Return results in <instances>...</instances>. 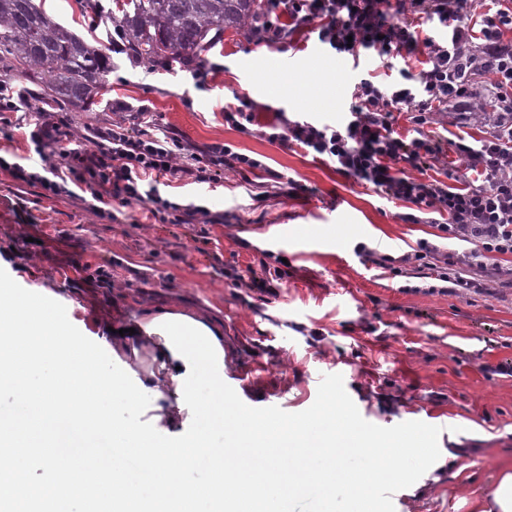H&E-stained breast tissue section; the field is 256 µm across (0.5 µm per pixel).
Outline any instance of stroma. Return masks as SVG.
Returning a JSON list of instances; mask_svg holds the SVG:
<instances>
[{
  "mask_svg": "<svg viewBox=\"0 0 512 512\" xmlns=\"http://www.w3.org/2000/svg\"><path fill=\"white\" fill-rule=\"evenodd\" d=\"M204 72L168 70L112 54V90L95 112L62 110L72 133L122 124L138 131L148 110L160 127L199 146L228 144L262 161L210 184L160 186L162 197L223 213L220 224H161L140 205L105 198L93 214L79 196H45L0 169V268L23 288L62 303L84 335L95 320L122 322L178 305L224 325V381L252 407L309 408L323 375L339 374L361 416L391 427H440L438 461L392 497L395 512H471L512 467V288L429 293L424 269L395 277L363 261L358 244L398 256L438 244L429 224L403 221L407 203L336 172L299 145L269 142L276 117L336 121L360 79L382 84L419 72L423 55L359 61L329 51L316 25L287 49L259 42L249 25L225 31ZM122 109H113V102ZM248 105L251 134L225 123ZM304 185L289 198L276 179ZM288 261L281 288H241L226 276L262 275L267 255Z\"/></svg>",
  "mask_w": 512,
  "mask_h": 512,
  "instance_id": "35a3bbf8",
  "label": "stroma"
}]
</instances>
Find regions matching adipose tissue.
I'll return each instance as SVG.
<instances>
[{
  "mask_svg": "<svg viewBox=\"0 0 512 512\" xmlns=\"http://www.w3.org/2000/svg\"><path fill=\"white\" fill-rule=\"evenodd\" d=\"M158 309L143 310L139 318L132 321V330L127 334L109 331L107 323H100L103 339L118 356H129L136 363L144 364L141 380L145 387L157 391L158 407L156 419L167 426L176 427L185 423L187 411L178 407V383L175 379L180 358L173 356L159 333L148 332V325L161 317Z\"/></svg>",
  "mask_w": 512,
  "mask_h": 512,
  "instance_id": "1",
  "label": "adipose tissue"
}]
</instances>
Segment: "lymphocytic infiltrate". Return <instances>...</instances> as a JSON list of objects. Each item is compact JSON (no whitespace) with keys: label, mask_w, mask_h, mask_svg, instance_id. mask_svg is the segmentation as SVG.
<instances>
[{"label":"lymphocytic infiltrate","mask_w":512,"mask_h":512,"mask_svg":"<svg viewBox=\"0 0 512 512\" xmlns=\"http://www.w3.org/2000/svg\"><path fill=\"white\" fill-rule=\"evenodd\" d=\"M498 2L494 13L479 15L473 0H267V13L255 31L258 41L284 45L293 30L315 20L323 45L355 59L364 53L384 57L424 46V66L412 82L380 85L360 80L351 93L346 120H286L273 125L267 139L300 145L386 198L412 204L406 221L419 224L424 215L447 213V222L439 226L443 239L469 243L468 253H443L424 242L397 257L363 245L357 253L395 276L435 256L432 274L450 294L484 291L493 279L505 280L512 288V269L495 262L496 256L512 255V0ZM419 20L447 30V38L417 42L413 24ZM401 112L419 125L417 137L408 140L395 131V116ZM437 112L447 113L451 123L461 127L474 122L484 126L479 144L460 140L452 145L466 168L475 172L474 182L451 186L450 170L441 180L426 177V170L444 153L441 139L424 130ZM70 138L66 120L37 113L30 140L41 171L1 157L0 168L40 184L50 196L75 187L96 201L110 195L124 204L146 205L162 224H220L223 216L204 206L162 197L157 191L160 181L208 183L227 169L242 173L261 166L225 144L197 147L150 120L135 133L118 124L88 128L86 148L71 150L59 161L45 152L47 142Z\"/></svg>","instance_id":"obj_1"}]
</instances>
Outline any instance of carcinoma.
<instances>
[{
	"instance_id": "obj_1",
	"label": "carcinoma",
	"mask_w": 512,
	"mask_h": 512,
	"mask_svg": "<svg viewBox=\"0 0 512 512\" xmlns=\"http://www.w3.org/2000/svg\"><path fill=\"white\" fill-rule=\"evenodd\" d=\"M87 16L112 18L132 57L170 67L205 68L206 54L224 31L260 15L259 0H78ZM56 22L35 0H0V70L39 88L38 99L55 108L94 112L110 91L111 47Z\"/></svg>"
}]
</instances>
